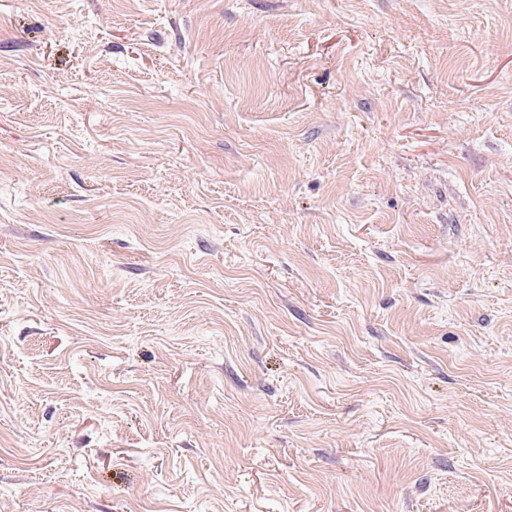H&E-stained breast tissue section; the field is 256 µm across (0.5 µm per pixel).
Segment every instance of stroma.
<instances>
[{
  "instance_id": "35a3bbf8",
  "label": "stroma",
  "mask_w": 512,
  "mask_h": 512,
  "mask_svg": "<svg viewBox=\"0 0 512 512\" xmlns=\"http://www.w3.org/2000/svg\"><path fill=\"white\" fill-rule=\"evenodd\" d=\"M0 512H512V0H0Z\"/></svg>"
}]
</instances>
